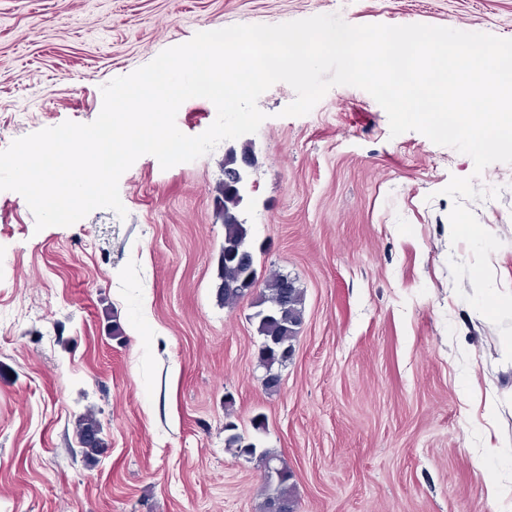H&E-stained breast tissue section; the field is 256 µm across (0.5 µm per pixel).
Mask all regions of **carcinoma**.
Instances as JSON below:
<instances>
[{
  "instance_id": "carcinoma-1",
  "label": "carcinoma",
  "mask_w": 512,
  "mask_h": 512,
  "mask_svg": "<svg viewBox=\"0 0 512 512\" xmlns=\"http://www.w3.org/2000/svg\"><path fill=\"white\" fill-rule=\"evenodd\" d=\"M242 197L231 180H224V245L222 259H227L240 245L248 239L247 224L238 218V208ZM227 268L220 264L218 268L219 299L227 306L244 298V295L224 287ZM285 276L272 273L262 279V289L255 302L257 310L252 319L256 331L262 338L259 349L260 364L266 371L279 373V369L293 360L294 342L304 318V297L298 287H284ZM225 439L226 448L240 456L249 455L258 466L265 467L266 462L277 463L283 472L279 479H264L260 488L258 512H270L272 501L280 503L284 512H297V501L293 492V474L279 455L269 449L260 450L255 444H243V437L236 433V427L229 424ZM101 425L96 415L89 411L77 419L76 435L85 455L94 457L104 450V441L100 437Z\"/></svg>"
}]
</instances>
